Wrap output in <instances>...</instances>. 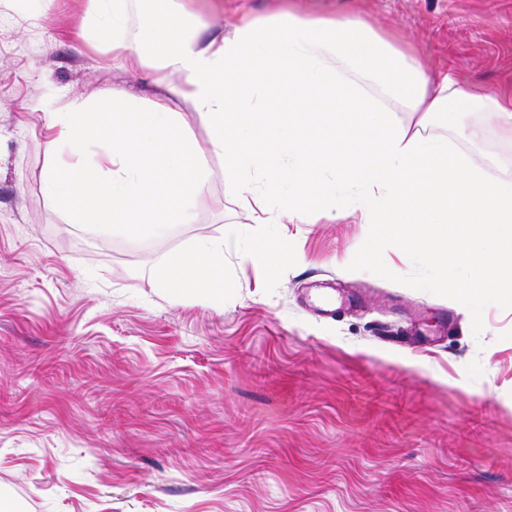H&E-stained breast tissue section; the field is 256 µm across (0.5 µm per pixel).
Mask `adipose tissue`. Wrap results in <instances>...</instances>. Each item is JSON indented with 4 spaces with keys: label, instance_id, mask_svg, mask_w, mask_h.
I'll list each match as a JSON object with an SVG mask.
<instances>
[{
    "label": "adipose tissue",
    "instance_id": "adipose-tissue-1",
    "mask_svg": "<svg viewBox=\"0 0 512 512\" xmlns=\"http://www.w3.org/2000/svg\"><path fill=\"white\" fill-rule=\"evenodd\" d=\"M198 31L180 0H87L75 39L110 44L113 68L161 94L143 105L116 87L49 113L57 154L44 191L67 219L135 236L194 223L207 200L206 160L220 156L224 190L253 223L318 214L381 224L460 305L475 311L495 298L512 307V176L487 180L431 132L443 123L473 142L487 127L512 137V98L431 72L357 14H239L209 38ZM286 92L297 95L293 107L274 112ZM172 99L206 126V143ZM463 112L479 113L480 124L459 127ZM157 285L221 290L223 238L180 253Z\"/></svg>",
    "mask_w": 512,
    "mask_h": 512
}]
</instances>
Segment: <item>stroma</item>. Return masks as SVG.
Listing matches in <instances>:
<instances>
[{
  "mask_svg": "<svg viewBox=\"0 0 512 512\" xmlns=\"http://www.w3.org/2000/svg\"><path fill=\"white\" fill-rule=\"evenodd\" d=\"M206 19L368 14L436 71L512 92V0H184ZM86 0H0V500L14 512H512V308L467 315L381 225L284 230L272 274L208 160L196 223L140 238L67 223L45 115L131 83L71 38ZM134 84V83H131ZM143 98L154 87L134 84ZM224 239V288L164 296ZM376 242V264L345 266ZM398 270L390 278L388 270ZM290 244L288 235L278 234L269 244L250 246L244 253V258L255 267L274 273L288 262Z\"/></svg>",
  "mask_w": 512,
  "mask_h": 512,
  "instance_id": "stroma-1",
  "label": "stroma"
}]
</instances>
